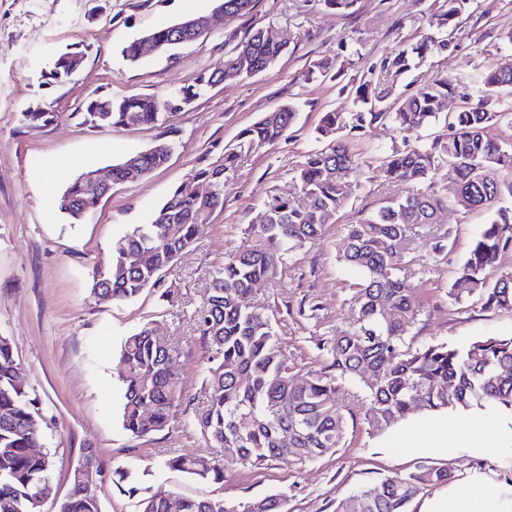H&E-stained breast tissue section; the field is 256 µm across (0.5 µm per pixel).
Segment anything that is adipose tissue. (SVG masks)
Returning <instances> with one entry per match:
<instances>
[{
  "label": "adipose tissue",
  "instance_id": "obj_1",
  "mask_svg": "<svg viewBox=\"0 0 512 512\" xmlns=\"http://www.w3.org/2000/svg\"><path fill=\"white\" fill-rule=\"evenodd\" d=\"M424 431L412 430L410 421L396 424L399 432H409L414 444L424 448L459 447L484 449L491 453L512 447V414L503 410H470L454 416L439 414L425 419ZM424 512H505L503 505L487 489L476 487L460 497L451 495L427 501Z\"/></svg>",
  "mask_w": 512,
  "mask_h": 512
}]
</instances>
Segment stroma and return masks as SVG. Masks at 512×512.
Returning <instances> with one entry per match:
<instances>
[{
    "label": "stroma",
    "mask_w": 512,
    "mask_h": 512,
    "mask_svg": "<svg viewBox=\"0 0 512 512\" xmlns=\"http://www.w3.org/2000/svg\"><path fill=\"white\" fill-rule=\"evenodd\" d=\"M438 5L356 0L350 13L338 14L323 0H258L249 15L230 22L214 15L212 0H0V336L9 338L20 378L38 400L42 449L55 462L52 493L41 512H58L69 473L86 447L97 449L104 472L134 465L143 497L177 492L238 504L278 494L282 512H334L359 487L425 461L448 469L454 479L421 492L409 512H422L427 500L446 490L463 494L475 485L492 486L512 502V447L491 457L453 445L444 453L412 448L392 434L370 436L357 409L348 418L345 447L313 463L277 459L258 468L231 467L218 483L159 466L170 455L209 451L188 421L203 401L208 352L195 314L214 265L246 245L245 228L256 223L272 194L293 193L295 169L316 149L314 130L323 113L352 107L341 92L344 82L420 40L426 15ZM187 16L207 17L208 31L200 39L171 55L134 63L124 58L123 48L143 33ZM459 27L448 50L429 53L404 78L403 90L436 76L471 83L487 69L512 63V45L504 41L512 33V0H476L475 11L461 15ZM257 28L288 42L285 54L259 75L208 89L163 125L83 122L88 98L161 95L193 83ZM68 51L83 52L80 68L63 82L46 83L44 72ZM325 57L341 65V77L305 80L309 65ZM285 104L297 109L294 124L277 144L243 157L224 189L223 207L161 281L131 302H97L90 272L108 258L113 241L133 225L148 223L174 187L234 147L241 129ZM37 106L56 112L55 121L24 124L22 112ZM447 132L441 123L413 134L371 127L354 144L362 168L356 197L319 242L288 261L281 280L257 288L253 299L275 314L294 363L315 358L348 324V276L337 261L344 226L406 191L378 178L382 155ZM158 142L173 146L164 165L140 182L114 186L83 223H67L54 199L73 177L88 169L108 171ZM489 219L480 210L451 207L441 213L447 249L428 275L425 311L408 342L512 335V309H488L475 297L456 305L448 300L457 267ZM156 318L175 349L183 397L168 427L133 439L121 425L123 390L112 363L123 339Z\"/></svg>",
    "instance_id": "obj_1"
}]
</instances>
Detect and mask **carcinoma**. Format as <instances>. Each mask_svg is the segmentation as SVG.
Returning a JSON list of instances; mask_svg holds the SVG:
<instances>
[{"label":"carcinoma","mask_w":512,"mask_h":512,"mask_svg":"<svg viewBox=\"0 0 512 512\" xmlns=\"http://www.w3.org/2000/svg\"><path fill=\"white\" fill-rule=\"evenodd\" d=\"M475 0H443L428 19L436 35L398 49L368 68L351 83L353 108L322 115L315 129L320 147L296 171L303 202L275 195L265 205L260 222L245 234L261 244L241 247L218 264L208 294L197 311V326L209 352L204 371L205 401L191 425L217 449L227 466L261 467L282 457L314 460L342 447L347 436L346 406L337 398V381L359 387L358 399L369 434L379 436L415 410L468 411L487 406L512 410V336H488L449 345L411 346L404 336L424 309L419 278L405 283L414 264L407 258L416 230L438 223L453 202L470 211L491 213L467 257L455 272L448 300L459 304L477 297L487 308H512V268L504 266L512 250V138L494 133L512 128V109L492 110L502 94H512V66L488 71L480 80L479 96L468 85H450L434 79L409 94L397 90L402 77L419 68L433 49L453 42L459 17L473 9ZM224 14L235 20L249 14L255 0H221ZM286 42L270 39L262 29L238 43L224 63L204 73L191 85L165 96L99 97L87 102L84 120L125 124L129 113L145 125H163L208 87L229 80L227 70L245 56L248 68L236 78L258 75L274 65ZM83 58L78 51L58 56L45 74L47 83L70 76V62ZM335 61L315 63L305 79L332 74ZM450 99L458 110L443 113ZM55 114L42 108L22 113L28 125H47ZM296 119L290 104L262 116L242 129L234 148L188 181L177 186L148 224H137L113 242L108 259L91 272L90 294L112 295V302L136 299L155 286L178 257L197 239L207 223V208L224 202V176L235 170L241 155L278 143ZM443 120L447 136L407 149H393L382 157L385 180L412 187L404 196L345 227L338 260L352 276V324L332 337L320 365L302 367L288 361L276 331L274 314L252 301L257 285L282 277V260L318 242L336 214L356 195L360 183L349 177L359 168L353 142L377 123H389L399 132H413ZM165 143L131 155L112 165V181L128 176V165L148 175L167 161ZM454 171L448 191L445 168ZM213 185V200L203 205L194 183ZM84 184L75 178L55 204L72 224L81 223ZM152 255L148 263L138 257ZM159 321L152 320L126 336L113 362L122 384L123 429L133 438L164 430L174 418L182 397L174 371L173 347L158 341ZM9 339L0 338V512H40V481L51 477L53 457L34 453L38 428L35 399L19 383ZM292 440L280 443L283 431ZM165 468L198 480H222L224 468L206 456L181 454L164 460ZM447 470L425 461L405 475L385 477L359 488L340 502L335 512H407L420 492L450 482ZM276 495L250 500L241 507L222 498L198 499L179 493L137 501V512H281ZM59 512H101L99 501L82 493L76 473Z\"/></svg>","instance_id":"cac0c4a2"}]
</instances>
